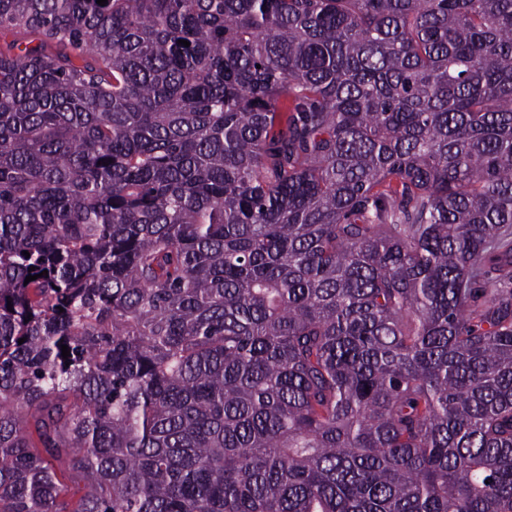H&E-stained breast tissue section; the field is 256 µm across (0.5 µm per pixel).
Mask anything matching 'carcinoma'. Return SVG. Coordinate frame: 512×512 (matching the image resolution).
Masks as SVG:
<instances>
[{
    "label": "carcinoma",
    "mask_w": 512,
    "mask_h": 512,
    "mask_svg": "<svg viewBox=\"0 0 512 512\" xmlns=\"http://www.w3.org/2000/svg\"><path fill=\"white\" fill-rule=\"evenodd\" d=\"M0 33V512H512V0Z\"/></svg>",
    "instance_id": "cac0c4a2"
}]
</instances>
